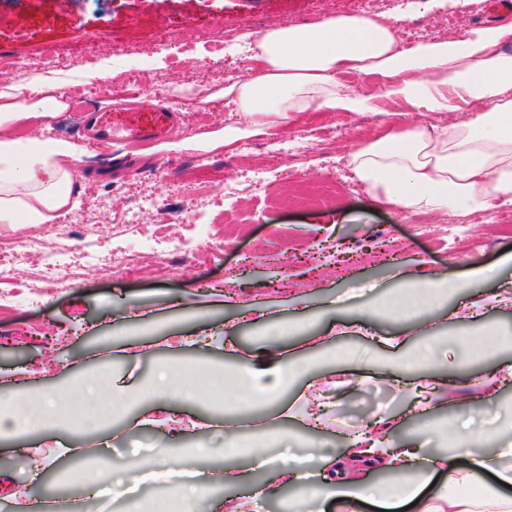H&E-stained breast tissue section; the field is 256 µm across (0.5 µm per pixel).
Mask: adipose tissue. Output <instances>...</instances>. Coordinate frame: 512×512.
<instances>
[{
  "instance_id": "1",
  "label": "adipose tissue",
  "mask_w": 512,
  "mask_h": 512,
  "mask_svg": "<svg viewBox=\"0 0 512 512\" xmlns=\"http://www.w3.org/2000/svg\"><path fill=\"white\" fill-rule=\"evenodd\" d=\"M260 67L227 82L224 94L258 130L293 112H360L369 98L344 81L356 74L376 80L385 100L419 112L456 113L445 126L386 125L374 138L355 144L348 165L368 193L391 205L418 211L468 214L512 205V25L464 28L448 39L406 45L394 17L341 15L258 33ZM36 99L24 86L0 87V224L51 223L69 206L77 152L65 142L16 138L18 121L44 117L38 96L47 85L36 78ZM464 282L445 275L400 276L393 321L420 317ZM279 335L266 340L272 363L238 365L233 393H270L298 378L320 373L319 363L279 352ZM437 344L414 359L394 356L396 372L413 376L421 412L435 409L433 396L446 376L433 371ZM60 426L53 398L39 409L16 408L15 431L44 432ZM397 416L379 418L357 433L337 459L326 484L313 480L312 461L294 457L276 469L280 486L302 487L314 498L332 500L338 512H512V465L478 453L480 433H466L449 452L434 454L413 438L393 445ZM382 471L391 483L373 480Z\"/></svg>"
}]
</instances>
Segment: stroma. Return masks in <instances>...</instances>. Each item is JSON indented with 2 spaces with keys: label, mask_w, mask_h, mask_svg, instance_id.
Here are the masks:
<instances>
[{
  "label": "stroma",
  "mask_w": 512,
  "mask_h": 512,
  "mask_svg": "<svg viewBox=\"0 0 512 512\" xmlns=\"http://www.w3.org/2000/svg\"><path fill=\"white\" fill-rule=\"evenodd\" d=\"M362 8L361 0H0V83L16 80L5 59L49 50L68 60L64 67L47 61L39 71L54 85L41 126L19 123L12 132L80 146L74 185L94 192L96 208L93 223L76 225L68 254L56 252L52 225L0 224V238L41 242L19 260L0 259V290L8 294L0 301V405L36 391H77L97 379L135 394L165 364L177 373L199 367L229 374L242 353L264 360L270 327L298 321L304 329L283 346L318 357L339 382L330 389L299 380L258 400L248 415L234 398L220 402L207 390L161 408L135 400L123 414L102 411L95 429L76 431L81 460L62 455L37 472L15 468V459L56 447L57 435H2L0 512H32L60 486L78 498L71 475L90 460L149 507L175 484L166 476L142 480L141 463L158 456L218 468L203 512H225L228 500L246 502L247 512H280L292 492L279 488L272 472L255 475L268 490L259 500L230 480L246 465L248 449L309 455L322 472L347 450L350 434L392 412L402 419L392 440L415 438L433 453L451 447L464 427L488 435L487 452L512 448V383L498 382L512 366V304L493 301L512 294V265L499 263L512 252V208L496 219L452 216L404 211L369 196L346 157L382 124L375 96L362 114L303 112L262 132L224 96L225 74H241L247 58L239 44L215 50L219 30L243 36ZM409 20L420 41L500 18L491 0H448L446 10ZM124 72L138 81L142 111L155 109L157 85L185 99L183 128L139 150L115 144L101 155L86 147L72 107L92 91L109 105V85ZM231 183L238 186L233 195ZM319 183L330 185L329 197L301 204L304 188ZM195 185L206 194L191 204L184 192ZM145 199L162 202L165 215L141 208ZM190 204L198 211L192 224L181 219ZM160 239L185 244L169 257L176 275H167L153 252ZM194 240L210 242V251L189 249ZM475 265L494 267V276L449 296L415 330L421 341L439 340L440 360L453 364L445 404L419 414L414 390L396 385L386 360L382 338L396 326L379 304L397 288L394 268L456 276ZM55 278L64 287L52 286ZM342 293L352 299L336 305ZM463 298L476 316L456 317ZM368 357L365 380L360 368ZM494 381L491 400L468 410L465 400ZM300 395L329 402L325 424L272 420ZM227 420L240 424L241 452L224 450L219 425Z\"/></svg>",
  "instance_id": "obj_1"
}]
</instances>
